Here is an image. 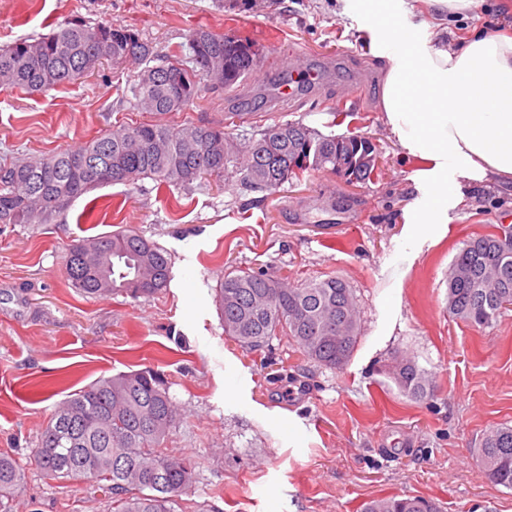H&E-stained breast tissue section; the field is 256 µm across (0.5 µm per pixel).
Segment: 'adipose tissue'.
Returning <instances> with one entry per match:
<instances>
[{
  "label": "adipose tissue",
  "instance_id": "adipose-tissue-1",
  "mask_svg": "<svg viewBox=\"0 0 512 512\" xmlns=\"http://www.w3.org/2000/svg\"><path fill=\"white\" fill-rule=\"evenodd\" d=\"M381 91L386 118L408 154L433 162V194L452 173L512 183V39L474 35L448 49L386 38Z\"/></svg>",
  "mask_w": 512,
  "mask_h": 512
}]
</instances>
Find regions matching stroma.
<instances>
[{"label":"stroma","mask_w":512,"mask_h":512,"mask_svg":"<svg viewBox=\"0 0 512 512\" xmlns=\"http://www.w3.org/2000/svg\"><path fill=\"white\" fill-rule=\"evenodd\" d=\"M478 0L449 14L436 0H396L387 25L435 48L488 33ZM114 21L159 56L188 60L198 26L256 39L258 67L236 92L205 89L183 112L133 108L139 62L103 63L76 83L29 94L0 88V161L75 150L136 122L190 121L233 137L253 126L300 122L322 135L368 137L379 168L350 185L309 170L273 192L236 180L167 186L144 178L98 188L48 224H0V451L27 461L58 403L89 383L151 367L163 372L180 422L168 452L196 463L187 497L218 512H360L402 495L443 512H512V489L476 460L484 434L512 426V307L492 326L453 319L448 268L470 238L512 232V192L459 179L436 202L439 222L420 239L409 218L428 199L414 182L426 161L406 155L380 108L386 64L371 53V27L346 0H0V46L72 20ZM322 71L318 90L281 110L275 93L288 64ZM358 94L348 97V84ZM252 120L225 124L228 112ZM132 230L164 249L167 288L150 298L85 297L68 284L69 245ZM233 267L291 283L337 276L353 288L362 337L331 370L288 338L250 352L224 333L215 288ZM415 358L436 385L416 400L384 374ZM15 512H107L89 481L29 470Z\"/></svg>","instance_id":"1"}]
</instances>
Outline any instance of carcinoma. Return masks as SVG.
Listing matches in <instances>:
<instances>
[{
  "label": "carcinoma",
  "instance_id": "obj_1",
  "mask_svg": "<svg viewBox=\"0 0 512 512\" xmlns=\"http://www.w3.org/2000/svg\"><path fill=\"white\" fill-rule=\"evenodd\" d=\"M112 46L110 62L134 57L145 63L131 92L136 106L166 114L189 108L201 95L202 80L236 91L255 70L258 44L235 34L198 27L188 34L195 67L177 59L160 64L154 47L115 22H67L37 39L0 47V87L43 93L89 74L87 59ZM351 156L348 181L370 178L376 159L363 147L324 136L300 122L255 129L237 140L219 126L135 123L101 134L81 148L0 164V224L50 222L74 200L102 186L151 178L188 187L202 178L219 182L238 176L254 191H272L306 170L330 169L336 151ZM310 155V164L301 159ZM88 159L107 173L75 179L70 161ZM66 279L79 293L97 298L125 294L150 297L167 288L165 251L135 231H116L72 245L64 259ZM448 313L471 326L489 327L512 306V237L470 238L448 271ZM224 333L240 347L258 351L277 336L291 339L320 366L336 369L352 356L361 337L355 296L339 277L310 280L293 288L267 273L230 269L216 289ZM405 394L434 396L428 371L402 359L388 371ZM177 407L168 382L144 368L100 378L70 394L54 410L30 457L45 476L91 480L108 498V512H196L180 497L195 483V462L163 451L177 426ZM476 458L492 483L512 489V426L490 429ZM25 483V467L0 453V512H12ZM361 512H441L420 498L384 496Z\"/></svg>",
  "mask_w": 512,
  "mask_h": 512
}]
</instances>
